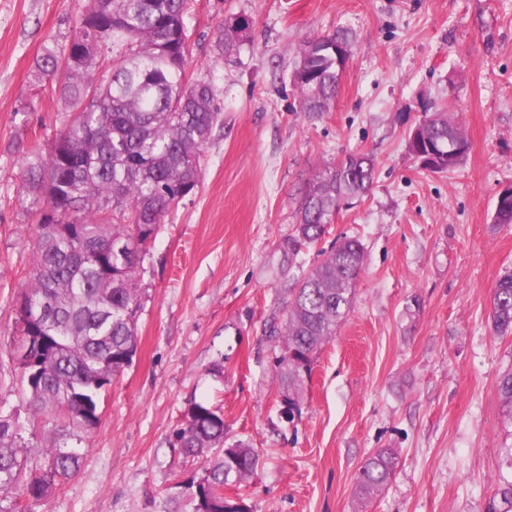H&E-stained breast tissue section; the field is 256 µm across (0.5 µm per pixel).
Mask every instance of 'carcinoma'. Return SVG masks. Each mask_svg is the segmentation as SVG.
<instances>
[{"instance_id":"1","label":"carcinoma","mask_w":512,"mask_h":512,"mask_svg":"<svg viewBox=\"0 0 512 512\" xmlns=\"http://www.w3.org/2000/svg\"><path fill=\"white\" fill-rule=\"evenodd\" d=\"M190 0H89L79 34L65 58L44 48L36 81L60 76L56 92L77 109L43 156L32 152L22 189L37 208L38 239L22 301L42 306L41 315L19 313L15 344L31 342L34 364L21 370L32 416L50 409L69 423L91 430L102 390L128 366L137 350L143 310L138 267L160 224L198 188L203 156L221 123L212 84L186 78L190 53L186 14ZM246 32L217 29L216 47L240 51ZM352 36L338 29L302 41L291 82L307 112H325L335 97L349 57ZM112 44V68H102L101 47ZM436 159L420 163L433 173L450 172L463 161L468 142L462 125L439 108L408 138L413 152ZM375 160L351 153L308 182L292 235L280 245L284 279L298 255L318 244L340 210L344 196L360 197L372 186ZM496 224H512V198L497 199ZM365 249L345 237L307 273L289 284L283 317L264 333L273 348L280 402L299 410L305 380L323 344L336 335L350 312ZM491 322L501 336L512 333V268L493 289ZM497 393L512 421V368L499 375ZM224 413L194 402L177 432L187 457L208 462L206 475L189 485V512H226L224 487L238 485L259 464V453L237 441L224 452ZM81 455L34 448L19 421L0 415V512H17L11 494L37 503L80 469ZM396 467L388 450L369 456L360 468L356 495L371 501ZM487 512H512V479L503 480Z\"/></svg>"}]
</instances>
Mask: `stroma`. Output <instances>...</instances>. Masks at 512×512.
Listing matches in <instances>:
<instances>
[{
  "label": "stroma",
  "mask_w": 512,
  "mask_h": 512,
  "mask_svg": "<svg viewBox=\"0 0 512 512\" xmlns=\"http://www.w3.org/2000/svg\"><path fill=\"white\" fill-rule=\"evenodd\" d=\"M88 0H0V414L26 442L83 456L80 472L22 512H162L206 468L174 439L191 403L222 406L226 444L260 464L241 487L251 512H486L500 450L512 446L496 383L512 334L490 321L512 267V224L493 221L512 187V0H191L188 71L217 89L223 125L198 190L166 219L139 269L146 300L137 353L99 397L98 426L58 438L31 416L11 355L17 305L37 239L20 187L69 114L36 82L45 47L68 49ZM243 17L239 54L215 47ZM348 28L349 58L327 112L303 111L290 74L304 38ZM469 142L449 173L420 169L409 133L438 107ZM376 160L374 182L297 258L336 241L365 246L352 308L318 354L304 403L285 416L264 334L288 293L270 267L317 171L348 153ZM392 449L397 468L368 506L364 460Z\"/></svg>",
  "instance_id": "stroma-1"
}]
</instances>
